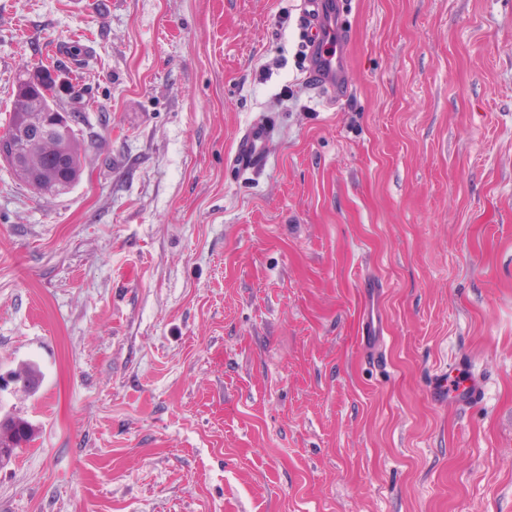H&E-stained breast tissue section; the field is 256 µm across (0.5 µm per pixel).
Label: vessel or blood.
I'll list each match as a JSON object with an SVG mask.
<instances>
[{"label":"vessel or blood","instance_id":"b4317fda","mask_svg":"<svg viewBox=\"0 0 512 512\" xmlns=\"http://www.w3.org/2000/svg\"><path fill=\"white\" fill-rule=\"evenodd\" d=\"M309 5L316 18L314 42L319 47L314 70L319 87L331 92L341 87L345 80V61L341 48L346 36L328 10L325 0H309ZM270 133L271 124L265 119L254 121L244 130L235 151V162L239 169L259 172L265 168ZM380 293L381 290L377 287L369 288L367 292L369 304L362 326V336L367 340L382 333V322L375 308Z\"/></svg>","mask_w":512,"mask_h":512}]
</instances>
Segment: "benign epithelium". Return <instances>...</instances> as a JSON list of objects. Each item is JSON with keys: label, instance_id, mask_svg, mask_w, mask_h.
<instances>
[{"label": "benign epithelium", "instance_id": "1", "mask_svg": "<svg viewBox=\"0 0 512 512\" xmlns=\"http://www.w3.org/2000/svg\"><path fill=\"white\" fill-rule=\"evenodd\" d=\"M82 117L74 112H64L53 103L42 104V99L35 101V108L19 114L17 128L11 133L0 136V165L7 166L12 171L28 175L26 168L32 164L38 147L53 131L64 134L76 129ZM30 188L34 191H44L51 188L53 193L60 196L68 193L72 186L68 182L50 180L44 184L37 179H29Z\"/></svg>", "mask_w": 512, "mask_h": 512}]
</instances>
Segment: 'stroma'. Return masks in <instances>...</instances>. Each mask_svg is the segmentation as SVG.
Returning a JSON list of instances; mask_svg holds the SVG:
<instances>
[{"mask_svg":"<svg viewBox=\"0 0 512 512\" xmlns=\"http://www.w3.org/2000/svg\"><path fill=\"white\" fill-rule=\"evenodd\" d=\"M305 4L0 0V126L75 42L93 102L67 194L0 167V512H512V0H328L332 100ZM325 1L309 0L307 3L316 17L313 38L317 51L314 70L318 85L326 91L333 92L345 81V61L339 50L342 49L346 36L345 32L336 25V19L327 9ZM271 133V124L266 119L256 120L240 136L235 162L243 171H262L268 162L267 144ZM368 305L366 308V317L362 326V336L364 340L371 341L375 336L382 334V322L377 315L375 303L378 300L381 290L376 285H372V288H367ZM371 302V304H370ZM6 417L7 423L5 425H3L4 420H0V424L3 425L0 430V445L5 444L8 446L10 440L16 435L19 436V439L25 438L27 443L31 436V427L29 423L12 415H7ZM11 431H13L12 434H10Z\"/></svg>","mask_w":512,"mask_h":512,"instance_id":"1","label":"stroma"}]
</instances>
